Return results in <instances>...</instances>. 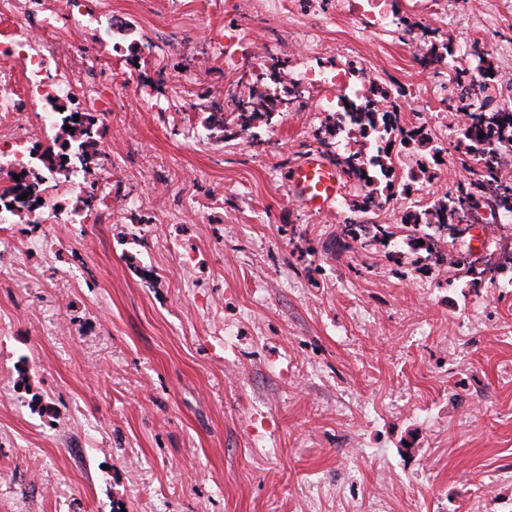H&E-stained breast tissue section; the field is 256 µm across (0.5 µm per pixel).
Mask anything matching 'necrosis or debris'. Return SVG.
<instances>
[{
  "label": "necrosis or debris",
  "instance_id": "1",
  "mask_svg": "<svg viewBox=\"0 0 512 512\" xmlns=\"http://www.w3.org/2000/svg\"><path fill=\"white\" fill-rule=\"evenodd\" d=\"M80 0H42L36 30L15 22L19 0H0V168L31 167L26 147L25 114L47 96L68 99L82 94L88 109L107 112L106 97L93 82V67L65 47L57 32L59 16L70 17L81 25L77 11ZM59 67L54 89H47L44 78L48 61Z\"/></svg>",
  "mask_w": 512,
  "mask_h": 512
}]
</instances>
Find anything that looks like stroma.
Returning a JSON list of instances; mask_svg holds the SVG:
<instances>
[{"label":"stroma","mask_w":512,"mask_h":512,"mask_svg":"<svg viewBox=\"0 0 512 512\" xmlns=\"http://www.w3.org/2000/svg\"><path fill=\"white\" fill-rule=\"evenodd\" d=\"M390 0L363 32L336 0H83L107 23L58 32L115 87L95 173L112 221L42 184L50 207L0 224V512H512V218L459 248L469 288L426 256L393 274L379 245L336 251L359 193L290 199L370 69L402 85V125L455 98L482 40L512 102V0ZM448 24V66L406 27ZM331 77L303 115L243 138L207 128L255 63ZM348 77L335 83L336 74ZM454 265L463 267L462 270L464 271L465 275L471 277V279L468 281L469 288H481L482 284L485 283V276L489 273V280H491L493 278V276H491L492 272L495 269V267L487 266L476 271L473 263L469 261V258L463 254L456 256Z\"/></svg>","instance_id":"1"}]
</instances>
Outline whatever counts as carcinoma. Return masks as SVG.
Returning <instances> with one entry per match:
<instances>
[{
    "mask_svg": "<svg viewBox=\"0 0 512 512\" xmlns=\"http://www.w3.org/2000/svg\"><path fill=\"white\" fill-rule=\"evenodd\" d=\"M426 39L431 41L428 53L423 62L426 66L438 69L447 64L448 55L453 52L451 39L437 42L438 30L425 31ZM492 66H482L473 74L465 69L457 73L456 85L463 92L456 100L448 103L447 109L465 113V119L460 128L458 147L462 148L461 160L468 162L474 159L484 161L483 170L479 177L457 185L456 192L445 200L438 201L431 213L432 221L422 224L419 211L409 210L404 213L401 222L406 232L409 248L414 253L424 251L427 258H436L440 262L444 254L437 251V242L432 234L423 230V227L435 226L448 230V236L456 239L460 235L454 225L471 223V210L481 200L488 199L496 210L512 214V180L500 175L494 161V147L504 140L512 141V105H500L491 99L485 101L481 107L474 108L466 100L469 87L474 85L475 77H480L479 84L485 86L494 81L496 76L489 74ZM258 79L252 78V86L248 100H238L233 103L232 112L236 113L237 126L240 133H248L262 122L267 126L274 124V116L278 108L275 100L266 97L265 91L257 89ZM346 111L336 113V128L340 129L348 123L358 130L363 137L372 136L376 139V151L373 163L375 166L368 169L360 153L353 152L346 155H336L333 163L354 182L373 181L376 191L364 194L356 201L351 209V215L344 218L340 233L336 236V248L347 250L363 240L360 221L363 215L375 213L380 208L381 197H392L394 188L400 187L401 194L408 197L417 191L415 184L421 179L425 183L432 180L433 173L428 169L421 170L422 177H417L413 169H408L401 175L395 174L394 158L410 148L419 151L427 149L430 142L428 133L421 127L405 130L399 125V112L395 103L379 111L376 101L368 97L358 103L351 102L345 105ZM79 121H74V116ZM484 137H479V134ZM99 135L97 116L92 112L65 113L64 126L61 127V140L59 151L51 148L44 150L39 158L47 169L63 170L68 167L71 159L79 160L84 168L92 170L90 163L98 155L95 146L96 136ZM42 176L35 171L19 170L7 173V186L0 193V206L8 204L22 207H37L41 205ZM25 199H20V196ZM454 265L463 268L466 276L470 277L468 285L479 288L485 283V276L492 273L494 268L484 267L475 269L469 258L464 255L456 256Z\"/></svg>",
    "mask_w": 512,
    "mask_h": 512,
    "instance_id": "cac0c4a2",
    "label": "carcinoma"
}]
</instances>
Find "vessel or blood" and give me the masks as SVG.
Returning a JSON list of instances; mask_svg holds the SVG:
<instances>
[{
    "instance_id": "1",
    "label": "vessel or blood",
    "mask_w": 512,
    "mask_h": 512,
    "mask_svg": "<svg viewBox=\"0 0 512 512\" xmlns=\"http://www.w3.org/2000/svg\"><path fill=\"white\" fill-rule=\"evenodd\" d=\"M291 195L311 212L331 209L345 185L335 165L318 152L305 154L288 172Z\"/></svg>"
}]
</instances>
